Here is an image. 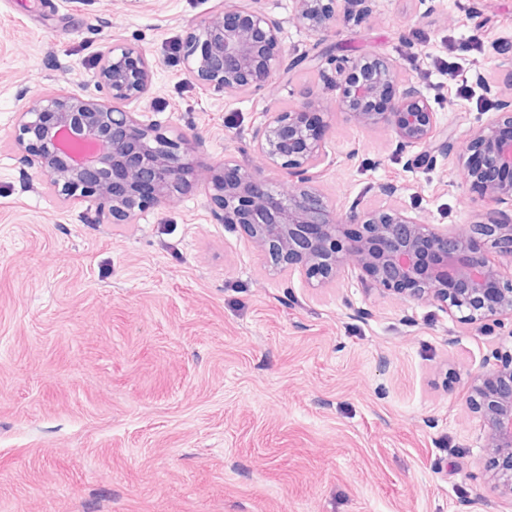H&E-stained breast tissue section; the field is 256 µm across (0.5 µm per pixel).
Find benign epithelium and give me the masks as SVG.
Masks as SVG:
<instances>
[{
    "mask_svg": "<svg viewBox=\"0 0 512 512\" xmlns=\"http://www.w3.org/2000/svg\"><path fill=\"white\" fill-rule=\"evenodd\" d=\"M358 0H294V20L318 40L332 31L337 11L348 16ZM279 22L237 0L211 11L182 43L186 72L202 84L236 93L260 86L286 70ZM336 111L363 126L390 129L402 149L418 148L437 134L434 110L410 87L397 89L394 66L381 57L340 61ZM100 83L112 101L142 100L154 69L144 54L115 42L100 56ZM386 99L385 109L370 104ZM331 114L309 96L292 110L268 112L255 133L257 153L281 172L277 181L236 159L202 172L224 224L250 232L270 267L297 271L322 287L346 271L360 270L374 286L399 299L432 300L479 329L512 321V278L505 280L486 247L512 249V180L491 178L512 171V100L471 132L458 160L468 181L494 205L482 224L448 231L422 224L404 211L349 212L336 219L314 182ZM143 113L83 98L51 95L19 113L17 142L33 152L39 175L66 197L94 200L100 213L133 223L138 212L174 203L188 175L197 171L193 149L200 136L170 138ZM471 384L479 413L481 447L492 470L488 492L512 497V349H496Z\"/></svg>",
    "mask_w": 512,
    "mask_h": 512,
    "instance_id": "1",
    "label": "benign epithelium"
}]
</instances>
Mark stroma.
Masks as SVG:
<instances>
[{
  "mask_svg": "<svg viewBox=\"0 0 512 512\" xmlns=\"http://www.w3.org/2000/svg\"><path fill=\"white\" fill-rule=\"evenodd\" d=\"M221 0H0V512H512L488 494L472 375L512 327L480 330L431 300L350 276L316 288L269 271L203 180L113 223L65 198L15 143L19 112L71 92L102 103L100 54L145 53L132 112L201 136L198 161L253 149L266 112L334 104L341 58L379 56L437 116L431 163L390 132L328 119L317 186L336 215L395 207L426 224L485 222L457 159L512 98V0H363L328 40L293 0H250L297 65L224 94L181 45Z\"/></svg>",
  "mask_w": 512,
  "mask_h": 512,
  "instance_id": "1",
  "label": "stroma"
}]
</instances>
